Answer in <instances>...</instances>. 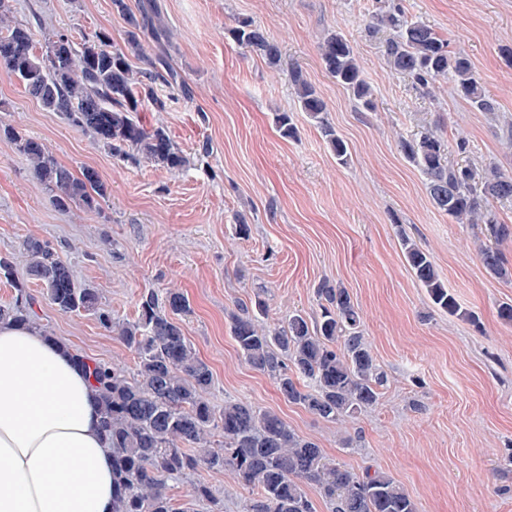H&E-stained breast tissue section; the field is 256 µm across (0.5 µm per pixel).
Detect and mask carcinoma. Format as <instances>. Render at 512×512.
Here are the masks:
<instances>
[{"label":"carcinoma","instance_id":"cac0c4a2","mask_svg":"<svg viewBox=\"0 0 512 512\" xmlns=\"http://www.w3.org/2000/svg\"><path fill=\"white\" fill-rule=\"evenodd\" d=\"M126 30L123 45L98 33L81 43L59 34L50 40L54 55L34 51L33 33L21 24L0 29V70L17 78L42 107L61 114L88 132L112 157L138 166L148 161L170 172L191 165L162 126L139 120L143 100L165 112L176 96L190 97L186 80L165 52L147 53L146 38L160 42L166 31L156 26L157 5L132 9L127 0H112ZM372 28L389 31L385 44L390 69L427 89L440 79L479 112L495 110L481 88L471 61L449 50L447 40L428 25L412 21L398 3L371 15ZM228 37L270 67L281 61L279 44L248 17L227 28ZM324 70L364 109H375L351 42L339 31L319 44ZM144 63L134 69L132 60ZM299 103L336 158L345 165L348 144L327 121L326 103L299 67L290 73ZM168 93L159 96L155 85ZM274 123L282 136L293 138L297 127L288 112ZM0 136L15 145L36 179L53 193L60 209L78 205L99 208L107 185L92 169L81 174L62 165L41 141L12 126ZM401 151L426 179L433 206L459 224H481L488 243L480 247L482 263L494 277L509 276L500 244L512 239V224L500 219L490 201L512 200V176L496 166L452 163L451 145L434 131L400 140ZM405 260L437 310L455 315L460 305L439 275L430 255L406 234H400ZM27 279L41 284L44 299L57 311L84 312L117 334L136 356L133 374L105 362L90 361L57 337L46 333L33 310L27 283L14 278V262L0 256V277L16 291L13 302L0 305V321L32 328L68 352L92 378V395L101 414V433L112 450V512H183L167 492V481L199 469L229 470L251 493L247 512H314L306 487L316 486L332 505L331 512H417L415 503L384 473L359 475L330 460L311 439L299 436L277 413L236 401L216 408L207 397L213 375L184 335L177 316L190 311L177 289L160 295L142 292L136 317L118 321L97 291L74 282L70 264L47 243L33 237L22 243ZM321 314L311 320L296 311L274 328L260 323L266 302L257 297L230 316L232 338L244 360L271 377L284 399L299 404L326 422L338 423L376 404L385 377L361 329V318L349 291L322 282L316 291Z\"/></svg>","mask_w":512,"mask_h":512}]
</instances>
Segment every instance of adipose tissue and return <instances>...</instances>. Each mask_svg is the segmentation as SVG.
I'll list each match as a JSON object with an SVG mask.
<instances>
[{
	"label": "adipose tissue",
	"mask_w": 512,
	"mask_h": 512,
	"mask_svg": "<svg viewBox=\"0 0 512 512\" xmlns=\"http://www.w3.org/2000/svg\"><path fill=\"white\" fill-rule=\"evenodd\" d=\"M0 512H112V453L88 374L0 323Z\"/></svg>",
	"instance_id": "1"
}]
</instances>
